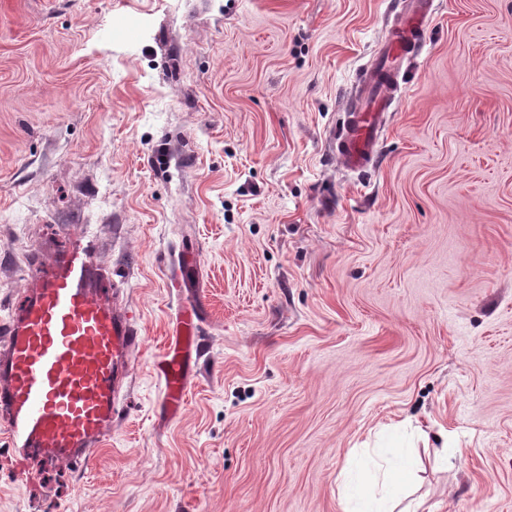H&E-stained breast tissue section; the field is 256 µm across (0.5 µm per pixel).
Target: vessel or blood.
<instances>
[{"label": "vessel or blood", "instance_id": "1", "mask_svg": "<svg viewBox=\"0 0 512 512\" xmlns=\"http://www.w3.org/2000/svg\"><path fill=\"white\" fill-rule=\"evenodd\" d=\"M398 20L382 55L361 78L336 139L354 171L374 166L382 119L401 89L405 57L420 46L434 0H397ZM31 286L0 318V427L18 473L30 461H86L120 412L124 375L143 346L141 329L119 306V290L95 257L93 239L56 248L30 264ZM196 325L182 320L156 369L164 402H184Z\"/></svg>", "mask_w": 512, "mask_h": 512}]
</instances>
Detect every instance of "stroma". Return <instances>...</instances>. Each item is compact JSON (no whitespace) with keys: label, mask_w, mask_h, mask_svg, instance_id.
Instances as JSON below:
<instances>
[{"label":"stroma","mask_w":512,"mask_h":512,"mask_svg":"<svg viewBox=\"0 0 512 512\" xmlns=\"http://www.w3.org/2000/svg\"><path fill=\"white\" fill-rule=\"evenodd\" d=\"M388 0H0V317L93 230L145 337L107 443L0 512H341L388 426L427 512H512V0H439L371 170L336 155ZM201 354L155 362L182 292ZM180 324V330L156 362L157 372L164 381L163 401L174 409L184 403L192 354L195 352L197 356L198 351L195 323L192 319H182Z\"/></svg>","instance_id":"1"}]
</instances>
